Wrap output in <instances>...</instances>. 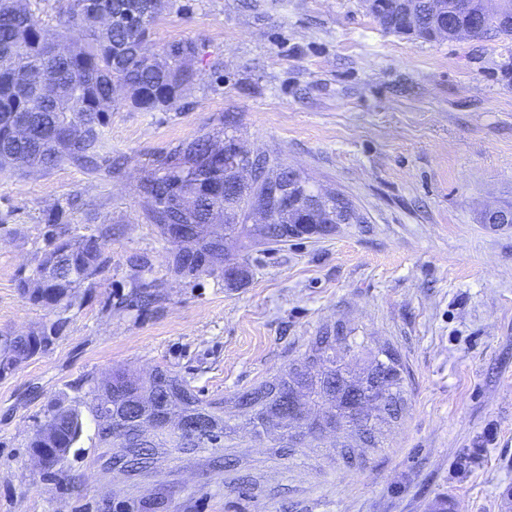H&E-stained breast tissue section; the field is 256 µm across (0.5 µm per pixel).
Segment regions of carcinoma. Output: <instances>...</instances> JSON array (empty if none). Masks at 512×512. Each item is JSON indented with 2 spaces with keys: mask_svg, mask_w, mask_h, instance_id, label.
Here are the masks:
<instances>
[{
  "mask_svg": "<svg viewBox=\"0 0 512 512\" xmlns=\"http://www.w3.org/2000/svg\"><path fill=\"white\" fill-rule=\"evenodd\" d=\"M131 0H70L55 26L45 24L29 7L28 0H0V172L37 175L59 165L78 167L108 177L125 174L124 163L101 165L104 127L108 112L126 104L142 112L169 110L185 97L198 79L194 59L198 47L191 40L173 42L162 52L146 57L140 45L149 40L156 20L169 0H155L152 10L136 27L121 21L103 22V15L123 14ZM415 36L426 41L453 40L455 34L432 36L433 21L418 18ZM380 26L393 33L408 27L405 14L389 10L377 17ZM494 33L512 38V0H500L498 11L478 35ZM237 139V128L225 125L191 141L156 151L138 184V206L145 220L166 235L168 224H193L197 231L187 243H174L186 260L173 259L174 272L198 276L224 272V255L216 252L224 231L253 244H281L284 239L274 224H250L254 200L265 194L266 184L256 183L235 194L224 193L230 177L224 161L211 158L216 141ZM256 166L289 174L276 152L261 154ZM193 176L181 180V174ZM199 194L192 211L181 208L180 198ZM106 263L104 245L93 233L61 232L51 249L37 259L31 274L19 279L22 295L48 309L72 306L74 290L95 278ZM55 327L0 340V374L46 351ZM325 367L329 382L336 383V340L325 328L311 338L298 363L284 374L263 381L231 399L203 401L187 381L167 370L154 378L140 379L117 369L91 392L86 403L99 440L118 449L115 460L122 466L148 463L136 444L113 432L116 418L135 403L152 414L176 410L195 415L202 424L199 438L208 442L224 436V409L255 428L270 431L277 408L273 390L298 381V368L311 358ZM111 399L114 412L101 407ZM82 432L79 412L57 406L33 432L30 448H72Z\"/></svg>",
  "mask_w": 512,
  "mask_h": 512,
  "instance_id": "carcinoma-1",
  "label": "carcinoma"
}]
</instances>
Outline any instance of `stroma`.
Returning a JSON list of instances; mask_svg holds the SVG:
<instances>
[{
	"mask_svg": "<svg viewBox=\"0 0 512 512\" xmlns=\"http://www.w3.org/2000/svg\"><path fill=\"white\" fill-rule=\"evenodd\" d=\"M192 40L199 78L178 109L119 106L105 152L126 174L62 165L0 174V334L58 324L42 354L0 375V512H512V39L423 41L385 31L363 0H169L151 47ZM235 121L251 150H280L322 191L365 215L285 245L226 244L249 276L185 277L137 206L155 151ZM100 235L108 263L68 309L25 299L21 273L48 249L46 222ZM157 297L136 301L140 285ZM342 325L362 370L393 346L409 374L401 420L362 467L336 435L284 450L241 419L216 444L160 437L154 461L121 470L86 409L125 368L186 380L204 401L283 374L312 336ZM82 434L54 470L29 442L57 405Z\"/></svg>",
	"mask_w": 512,
	"mask_h": 512,
	"instance_id": "stroma-1",
	"label": "stroma"
}]
</instances>
